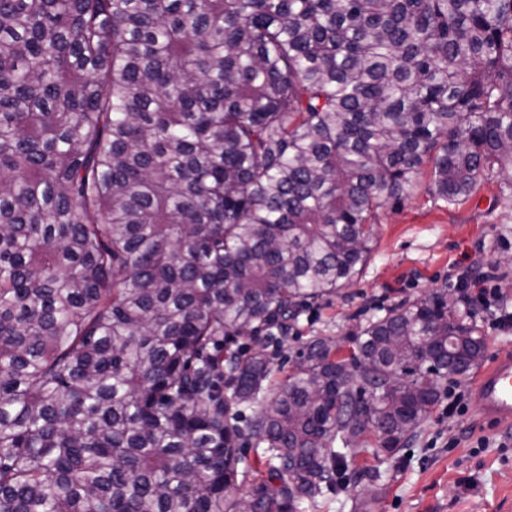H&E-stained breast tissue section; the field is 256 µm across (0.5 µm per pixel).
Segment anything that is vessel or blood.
<instances>
[{"instance_id": "obj_1", "label": "vessel or blood", "mask_w": 512, "mask_h": 512, "mask_svg": "<svg viewBox=\"0 0 512 512\" xmlns=\"http://www.w3.org/2000/svg\"><path fill=\"white\" fill-rule=\"evenodd\" d=\"M480 417L494 425L512 423V356L493 358L475 385Z\"/></svg>"}]
</instances>
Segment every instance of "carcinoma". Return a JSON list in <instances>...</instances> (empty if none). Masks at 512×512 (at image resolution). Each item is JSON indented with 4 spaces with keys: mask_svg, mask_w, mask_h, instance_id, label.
I'll list each match as a JSON object with an SVG mask.
<instances>
[{
    "mask_svg": "<svg viewBox=\"0 0 512 512\" xmlns=\"http://www.w3.org/2000/svg\"><path fill=\"white\" fill-rule=\"evenodd\" d=\"M429 165L512 194V0H0V512H305L393 452L484 358L472 308L276 386L267 347Z\"/></svg>",
    "mask_w": 512,
    "mask_h": 512,
    "instance_id": "1",
    "label": "carcinoma"
}]
</instances>
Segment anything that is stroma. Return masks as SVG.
Listing matches in <instances>:
<instances>
[{"label":"stroma","instance_id":"1","mask_svg":"<svg viewBox=\"0 0 512 512\" xmlns=\"http://www.w3.org/2000/svg\"><path fill=\"white\" fill-rule=\"evenodd\" d=\"M501 181L490 173L469 199L449 205L426 177L413 197L378 209L373 250L354 282L303 307L283 341L269 347L273 381L285 377L310 338L333 339L350 353L353 334L380 309L424 299L451 285L452 275L494 265L501 292L512 301V197L502 194ZM479 374L475 368L444 383L447 392L468 394L464 415L448 414V399L440 397L394 453L373 455L375 436L365 434L349 465L378 469V485L349 478L347 489L311 512H501L512 502V425L483 432L472 398Z\"/></svg>","mask_w":512,"mask_h":512}]
</instances>
